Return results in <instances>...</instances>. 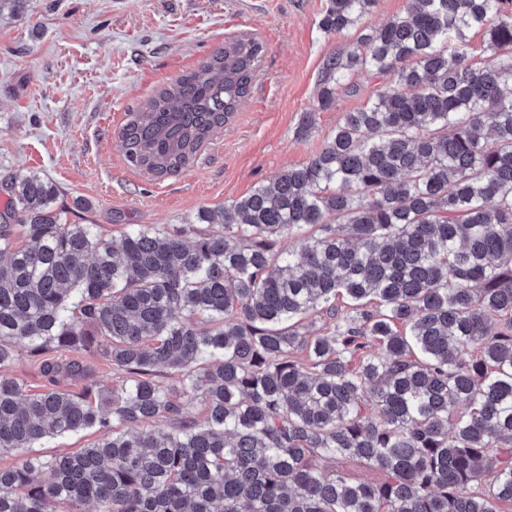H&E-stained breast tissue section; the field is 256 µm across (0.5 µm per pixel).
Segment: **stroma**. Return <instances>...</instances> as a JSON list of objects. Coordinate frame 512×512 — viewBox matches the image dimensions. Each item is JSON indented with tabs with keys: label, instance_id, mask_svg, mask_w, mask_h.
Instances as JSON below:
<instances>
[{
	"label": "stroma",
	"instance_id": "obj_1",
	"mask_svg": "<svg viewBox=\"0 0 512 512\" xmlns=\"http://www.w3.org/2000/svg\"><path fill=\"white\" fill-rule=\"evenodd\" d=\"M326 0H26L0 18V172L39 173L56 184L68 224L117 239L135 224L176 228L198 211L249 195L322 148L345 111L376 88L341 96L295 130L316 102L324 58L357 30L324 36ZM248 33L264 46L259 74L238 112L193 166L160 179L128 165L119 132L159 89L195 70L225 41ZM95 430L44 440L23 456L50 459L99 439Z\"/></svg>",
	"mask_w": 512,
	"mask_h": 512
}]
</instances>
